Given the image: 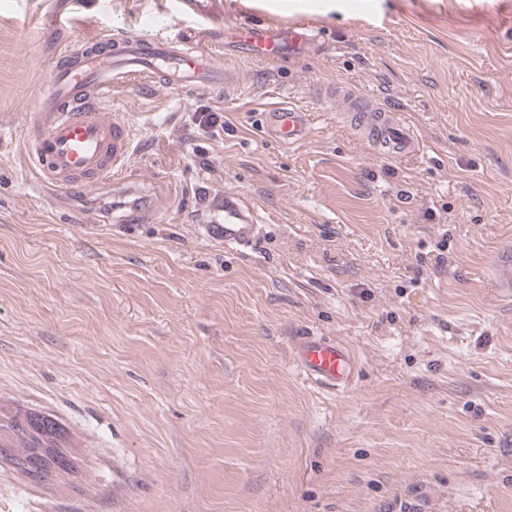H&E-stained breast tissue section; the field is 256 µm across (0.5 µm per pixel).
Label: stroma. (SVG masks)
Segmentation results:
<instances>
[{"instance_id":"1","label":"stroma","mask_w":512,"mask_h":512,"mask_svg":"<svg viewBox=\"0 0 512 512\" xmlns=\"http://www.w3.org/2000/svg\"><path fill=\"white\" fill-rule=\"evenodd\" d=\"M0 0V408L53 417L74 469L0 462V512H512V0H224V20L310 22L326 47L232 57L234 95L148 84L107 108L117 188L46 194L25 146L65 46L191 28L174 0ZM399 108L423 141L381 155L326 98ZM310 112L301 142L261 108ZM221 113L205 133L196 111ZM262 224L204 237L208 197ZM299 336L354 354L352 388L308 381ZM126 196H133L134 199L130 203L128 207V212L124 216V221L129 224L139 223L143 220V218L154 212L155 202L149 197L142 196L137 194L133 187H127L125 190ZM212 213L211 224L203 226L208 239L235 249L251 248L256 244L261 232L258 214L237 194L224 192V199L213 204ZM494 278L499 289L512 294V248L502 250L494 261Z\"/></svg>"}]
</instances>
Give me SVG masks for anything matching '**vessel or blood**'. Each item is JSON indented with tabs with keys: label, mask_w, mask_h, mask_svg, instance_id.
Returning a JSON list of instances; mask_svg holds the SVG:
<instances>
[{
	"label": "vessel or blood",
	"mask_w": 512,
	"mask_h": 512,
	"mask_svg": "<svg viewBox=\"0 0 512 512\" xmlns=\"http://www.w3.org/2000/svg\"><path fill=\"white\" fill-rule=\"evenodd\" d=\"M178 11L194 23L175 39L159 40L146 34L113 41L102 35L83 41L80 48H65V64L56 69L48 95L32 107L39 130L27 145L37 169L39 186L57 193L72 191L79 178L92 177L95 185L111 182L122 172L129 131L125 123L105 112L104 102L115 89L137 81L155 83L170 91L187 86L210 90L233 87L236 74L218 64L211 50H191L197 26H208L216 42L243 56L276 61L312 50L314 28L305 21L287 25L224 23V0H176ZM265 132L284 144H295L310 132V115L290 105L275 104L263 111ZM368 140L380 153L405 157L419 153L422 143L415 130L395 118L390 107H372L360 115ZM132 202L124 217L135 224L154 211L155 202L127 188ZM213 219L204 225L205 236L228 248L253 247L260 237L258 214L237 194L225 193L212 206ZM499 289L512 294V248L494 261ZM297 365L308 380L331 390L349 388L356 372L349 348L327 338L299 337L294 347Z\"/></svg>",
	"instance_id": "vessel-or-blood-1"
}]
</instances>
